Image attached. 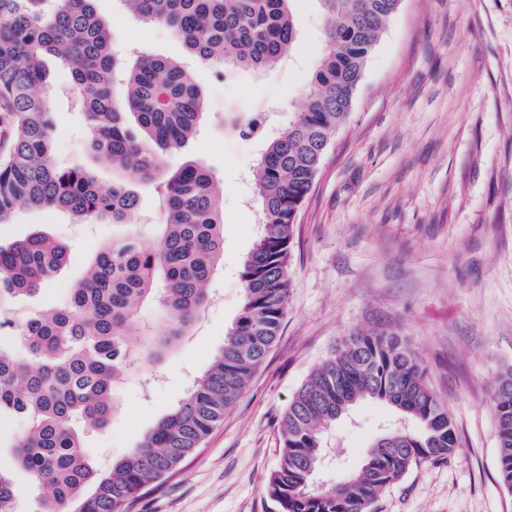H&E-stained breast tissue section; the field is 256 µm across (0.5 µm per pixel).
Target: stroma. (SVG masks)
Returning <instances> with one entry per match:
<instances>
[{
    "label": "stroma",
    "instance_id": "stroma-1",
    "mask_svg": "<svg viewBox=\"0 0 512 512\" xmlns=\"http://www.w3.org/2000/svg\"><path fill=\"white\" fill-rule=\"evenodd\" d=\"M97 7L117 48L187 59L165 26L136 22L119 0H97ZM294 9L298 38L273 72L191 64L207 92V116L167 162L176 168L195 159L223 183L217 300L189 341L117 382L111 425L85 439L98 465L125 455L177 405L241 311L238 268L257 233L249 173L262 143L228 130L225 118L266 112L275 124L300 107L324 33L318 0H296ZM45 67L54 162L82 164L111 186L119 173L90 152L84 108L65 65L49 56ZM37 228L66 243L70 260L35 297L14 303L20 317L65 300L99 249L123 232L22 207L0 225V245ZM290 275L281 333L249 386L133 512H275L266 485L282 446L277 420L336 344L356 333L409 341L458 439L448 461L409 472L373 512H512V493L499 481L490 399L498 375L512 368V0H401L297 216ZM394 421L383 404L356 405L326 433L316 484L342 482ZM20 429L17 422L0 425V472L15 484L14 512H39L42 492L10 450Z\"/></svg>",
    "mask_w": 512,
    "mask_h": 512
}]
</instances>
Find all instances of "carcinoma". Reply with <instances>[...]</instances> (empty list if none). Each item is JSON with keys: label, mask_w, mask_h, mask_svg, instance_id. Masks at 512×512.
<instances>
[{"label": "carcinoma", "mask_w": 512, "mask_h": 512, "mask_svg": "<svg viewBox=\"0 0 512 512\" xmlns=\"http://www.w3.org/2000/svg\"><path fill=\"white\" fill-rule=\"evenodd\" d=\"M0 0V112L9 132L0 149V224L16 210L47 209L76 224L126 226L101 247L71 288L67 305L18 322L11 302L45 287L67 264L64 243L36 229L0 246V420L26 424L11 448L32 483L48 491L42 512H130L149 487L177 470L224 421L279 336L291 286L290 244L297 215L321 161L346 123L368 59L400 0H320L325 48L302 108L263 141L254 173L258 233L239 265L243 303L208 370L123 457L105 468L88 456L85 436L117 408L114 382L158 362L192 335L224 265L223 188L202 164L167 169V154L195 137L206 93L181 63L143 52L129 60L111 48L95 0ZM130 16L166 26L196 59L226 69L269 72L296 40V0H120ZM60 58L80 91L90 151L127 181L147 182L167 212L160 245L131 222L137 193L124 183L104 191L90 169L53 161L47 100L36 93L43 57ZM264 118L234 113L228 127L257 136ZM158 304L166 331L136 317ZM387 404L399 423L364 452L341 484L316 487L322 433L355 404ZM498 464L512 491V370L492 388ZM280 461L268 479L277 512H371L410 470L451 458L457 434L408 341L395 333L347 337L292 396L279 418ZM16 491L0 473V512Z\"/></svg>", "instance_id": "cac0c4a2"}]
</instances>
